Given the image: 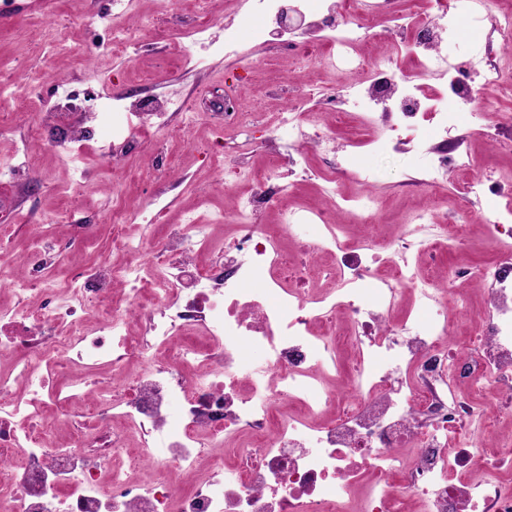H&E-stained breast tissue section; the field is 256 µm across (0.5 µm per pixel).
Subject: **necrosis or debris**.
<instances>
[{
	"mask_svg": "<svg viewBox=\"0 0 512 512\" xmlns=\"http://www.w3.org/2000/svg\"><path fill=\"white\" fill-rule=\"evenodd\" d=\"M389 0L328 6L332 29L318 63L342 74L370 70L336 101V120L306 132L298 113L274 129L277 160L246 175L233 206L232 237L216 243L212 225L168 224L161 237L127 234L117 262L100 257L75 272L67 289L43 276L50 252H31L14 305L0 307V512H512V422L490 414L491 390L512 406V206L492 213L496 257H465L473 207L512 195L493 170L457 190L454 223L438 207L405 214L408 224L437 223L427 239L379 237L374 195L338 193L314 154L346 134L351 147L368 125L394 136L419 118L435 127L431 196L444 178L471 166L456 152L447 113L437 111L417 77L448 70L449 95L488 97L496 110L471 139L495 142L512 128V78L485 45L465 65L448 64L435 44L459 17L512 36V6L489 11L485 0H457L434 23L393 14ZM414 32L412 67L369 66L355 47L386 23ZM367 111L350 112L347 98ZM180 102L102 112L109 155L154 127ZM45 119L55 145L80 152L92 139L73 95L57 99ZM300 169L335 202L284 207L283 172ZM278 208L279 221L261 215ZM318 228L316 240L295 236ZM448 250L455 260L421 275L409 254ZM157 270L140 273L144 253ZM483 296L464 371L448 373L455 319L449 305ZM431 310L429 319L416 309ZM260 354L253 364L251 354ZM159 472L134 482L127 470Z\"/></svg>",
	"mask_w": 512,
	"mask_h": 512,
	"instance_id": "1",
	"label": "necrosis or debris"
}]
</instances>
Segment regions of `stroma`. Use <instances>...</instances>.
I'll list each match as a JSON object with an SVG mask.
<instances>
[{
  "instance_id": "1",
  "label": "stroma",
  "mask_w": 512,
  "mask_h": 512,
  "mask_svg": "<svg viewBox=\"0 0 512 512\" xmlns=\"http://www.w3.org/2000/svg\"><path fill=\"white\" fill-rule=\"evenodd\" d=\"M112 24L135 33L126 53L114 54L93 39L94 31ZM264 24L259 0H212L205 18L197 15L194 0H140L133 14L124 12L120 0H43L35 8L10 7L0 18V122L7 126L0 135V226L9 227L7 249L14 262L42 243H54L62 256L49 276L66 287L76 267L111 253L114 237L137 232V225L113 223V211H146L157 196L169 205L167 223H235V187L223 180L225 160L259 166L282 113H301L309 131L317 114L331 110L329 101H296L298 82L319 85L329 95L349 82L348 76L318 71L319 29L262 37ZM228 36L239 44L236 55L219 50ZM413 49L409 32L392 29L363 51L372 61L408 65ZM74 87L129 105L183 102L202 119L183 138L175 134L179 114L170 113L167 128L125 147L116 163L97 153L67 156L49 136L31 138L30 129L46 112L50 94ZM424 134L420 127L406 131L393 150L353 148L340 138L319 162L340 172L339 184L348 194L363 187L345 176L344 168L370 170L385 201L376 221L400 233L407 226L393 204L427 200L418 185L427 157L414 150ZM22 160L28 163L24 175L7 176L8 167ZM63 211L73 223L94 225L92 246L69 249V224L54 220Z\"/></svg>"
}]
</instances>
